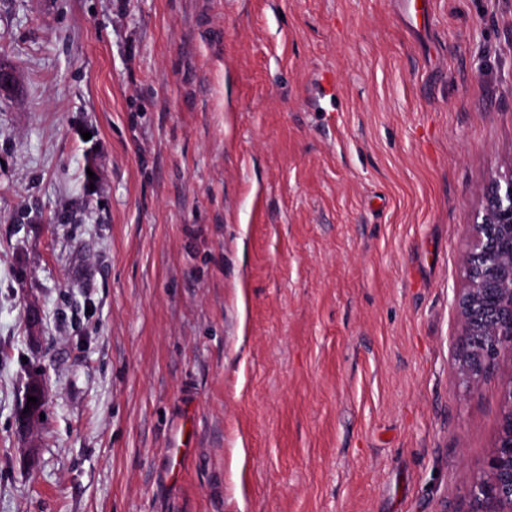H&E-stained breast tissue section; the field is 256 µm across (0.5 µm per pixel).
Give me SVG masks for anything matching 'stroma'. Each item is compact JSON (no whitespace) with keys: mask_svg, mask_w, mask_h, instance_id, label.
Masks as SVG:
<instances>
[{"mask_svg":"<svg viewBox=\"0 0 512 512\" xmlns=\"http://www.w3.org/2000/svg\"><path fill=\"white\" fill-rule=\"evenodd\" d=\"M0 60V512H459L512 0H0Z\"/></svg>","mask_w":512,"mask_h":512,"instance_id":"1","label":"stroma"}]
</instances>
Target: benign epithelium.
Wrapping results in <instances>:
<instances>
[{
  "instance_id": "obj_1",
  "label": "benign epithelium",
  "mask_w": 512,
  "mask_h": 512,
  "mask_svg": "<svg viewBox=\"0 0 512 512\" xmlns=\"http://www.w3.org/2000/svg\"><path fill=\"white\" fill-rule=\"evenodd\" d=\"M17 84L14 70L0 61V95ZM466 285L456 297L461 337L455 360L466 385L493 375L512 360V170L489 178L482 205L469 225ZM503 411L487 476L476 480L460 512H512V377L501 388Z\"/></svg>"
}]
</instances>
